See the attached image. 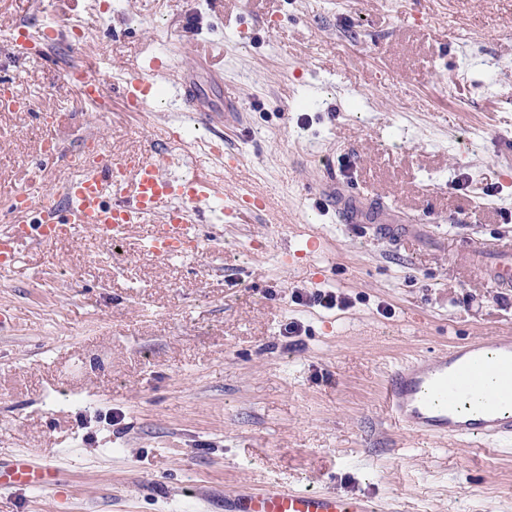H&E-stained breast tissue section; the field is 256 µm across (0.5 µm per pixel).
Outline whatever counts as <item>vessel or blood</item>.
I'll list each match as a JSON object with an SVG mask.
<instances>
[{
  "instance_id": "1",
  "label": "vessel or blood",
  "mask_w": 512,
  "mask_h": 512,
  "mask_svg": "<svg viewBox=\"0 0 512 512\" xmlns=\"http://www.w3.org/2000/svg\"><path fill=\"white\" fill-rule=\"evenodd\" d=\"M54 33L51 27L40 34L17 26L7 39L14 58L20 59L32 56L41 37ZM168 71L167 64L152 57L141 71L115 82L99 66L90 65L80 72L79 92L84 101L99 104L114 89L129 108L141 112L152 103L155 76ZM171 89L186 111L197 113L199 121L223 122L222 113L205 107L189 70L180 72ZM174 160L170 153L161 163L139 155L119 159L99 155L83 161L78 175L64 186L60 205L45 196L33 201L27 189L12 194V221L0 230V268L14 267L21 243L49 246L80 226L108 230L122 238L144 224L148 232L141 248L149 257L166 260L193 255L201 247L199 221L205 212L217 210L224 218L238 220L266 209V199L251 193L216 206L219 185L204 173L189 180L167 175L163 166ZM317 187L335 201L336 217L342 223L362 225L387 239L398 236L397 212L350 188L334 171H325ZM471 259L497 288L512 289V239L473 249ZM489 383L494 384V392L483 394ZM383 394L392 420L406 430L428 436L511 440L512 338L493 336L454 345L435 356L401 364L388 373ZM57 472L58 461L51 453L0 459V492L57 491ZM224 512H374V507L362 496L267 483L225 494Z\"/></svg>"
}]
</instances>
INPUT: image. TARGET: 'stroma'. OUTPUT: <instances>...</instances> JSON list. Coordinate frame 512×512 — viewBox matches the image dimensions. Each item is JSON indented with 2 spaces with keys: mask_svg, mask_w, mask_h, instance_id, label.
Segmentation results:
<instances>
[{
  "mask_svg": "<svg viewBox=\"0 0 512 512\" xmlns=\"http://www.w3.org/2000/svg\"><path fill=\"white\" fill-rule=\"evenodd\" d=\"M19 23L62 31L17 60ZM199 55L223 78L203 85L232 116L219 127L188 121L166 83L129 112L68 79ZM0 78L31 105L0 109V215L30 182L58 191L89 133L155 159L178 133L176 176L271 201L203 216L201 251L166 261L142 226L117 246L88 228L21 245L0 272V457L53 452L66 492L17 490L0 512H224L225 493L270 482L376 512H512L511 440L407 431L382 394L401 362L512 335V291L464 249L512 238V0H0ZM47 137L63 155L42 165ZM217 139L240 168L209 154ZM327 169L395 208L401 240L340 223L312 192ZM327 291L346 307L312 303Z\"/></svg>",
  "mask_w": 512,
  "mask_h": 512,
  "instance_id": "obj_1",
  "label": "stroma"
}]
</instances>
